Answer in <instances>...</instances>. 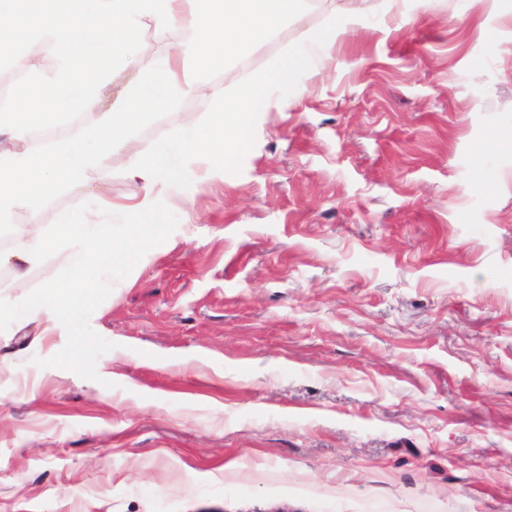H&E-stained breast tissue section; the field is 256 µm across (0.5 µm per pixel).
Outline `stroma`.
<instances>
[{
    "instance_id": "1",
    "label": "stroma",
    "mask_w": 512,
    "mask_h": 512,
    "mask_svg": "<svg viewBox=\"0 0 512 512\" xmlns=\"http://www.w3.org/2000/svg\"><path fill=\"white\" fill-rule=\"evenodd\" d=\"M350 8L221 176L157 197L135 262L63 326L0 322V512H512V0ZM18 48L41 69L0 51V108L62 63ZM211 110L186 95L134 143ZM70 204L46 190L0 239Z\"/></svg>"
}]
</instances>
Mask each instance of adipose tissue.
I'll return each mask as SVG.
<instances>
[{"label": "adipose tissue", "mask_w": 512, "mask_h": 512, "mask_svg": "<svg viewBox=\"0 0 512 512\" xmlns=\"http://www.w3.org/2000/svg\"><path fill=\"white\" fill-rule=\"evenodd\" d=\"M308 6V0H0V40L19 30L24 37L50 41L63 59L51 93L26 85L10 108L0 111V222L19 209L36 210L45 188L62 185L75 196L60 214L57 231L82 230L80 252L62 257L76 287H55L50 309L26 297L34 318L52 322L57 314L78 308L84 290L96 287L113 264L132 256L135 243L158 231L164 215L154 204L156 195L179 181L183 167L211 161L219 153L233 155L240 131L251 126L267 90L295 77L305 59L289 48L287 56L247 87L233 91L195 81L190 70H223L283 24L303 18ZM146 21L184 28L191 38L165 56L143 55L136 34ZM115 57L132 77L110 110L100 112L104 65ZM187 94L205 97L214 106L206 136L187 128L174 140L136 148L131 139L136 124ZM89 109L95 112L91 125L70 127L47 147L31 143L29 134L39 123ZM104 159L122 167L136 188L140 202L133 222L114 221L118 205L83 191ZM50 247L41 229H19L12 248L0 253V266L11 269L16 287H25L30 270Z\"/></svg>", "instance_id": "ef3b65f1"}]
</instances>
